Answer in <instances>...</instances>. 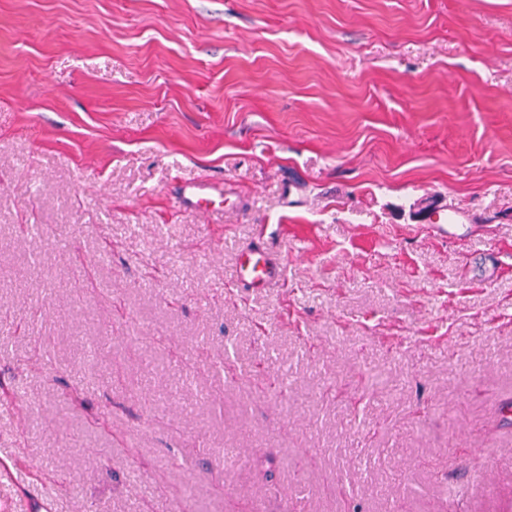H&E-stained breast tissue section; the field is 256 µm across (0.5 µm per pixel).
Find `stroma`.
<instances>
[{"label": "stroma", "instance_id": "stroma-1", "mask_svg": "<svg viewBox=\"0 0 512 512\" xmlns=\"http://www.w3.org/2000/svg\"><path fill=\"white\" fill-rule=\"evenodd\" d=\"M0 380V512H512V0H0ZM282 268L265 248L253 246L241 252L237 278L252 288H264L277 282Z\"/></svg>", "mask_w": 512, "mask_h": 512}]
</instances>
